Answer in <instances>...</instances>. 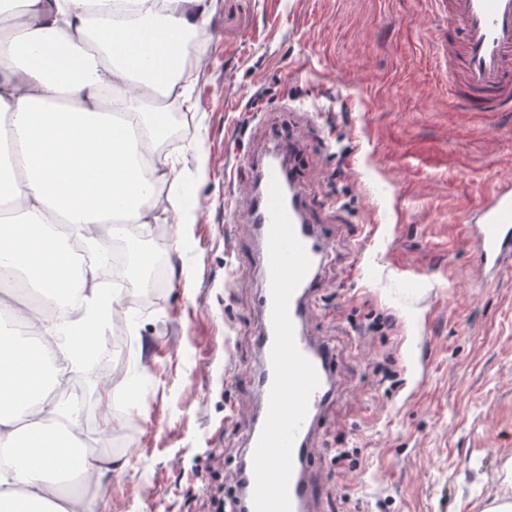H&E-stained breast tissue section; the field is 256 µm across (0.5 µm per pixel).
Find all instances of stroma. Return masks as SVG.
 Wrapping results in <instances>:
<instances>
[{"label": "stroma", "instance_id": "1", "mask_svg": "<svg viewBox=\"0 0 512 512\" xmlns=\"http://www.w3.org/2000/svg\"><path fill=\"white\" fill-rule=\"evenodd\" d=\"M447 38L438 0H210L197 108L166 110L193 221L141 229L165 282L127 329L126 358L68 382L86 447L120 441L126 462L94 512H200L214 448L232 482L261 396L258 279L239 278L256 231L229 208L251 167L292 144L326 243L307 328L334 348L338 380L309 512H484L512 498V269L484 287L465 232L480 193L512 182V112L449 100ZM372 312L395 327L369 330ZM383 354L399 388L375 382ZM339 448L360 449L358 470L336 465Z\"/></svg>", "mask_w": 512, "mask_h": 512}]
</instances>
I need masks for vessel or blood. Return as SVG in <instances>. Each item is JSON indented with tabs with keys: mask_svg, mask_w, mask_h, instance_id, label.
<instances>
[{
	"mask_svg": "<svg viewBox=\"0 0 512 512\" xmlns=\"http://www.w3.org/2000/svg\"><path fill=\"white\" fill-rule=\"evenodd\" d=\"M448 4V94L463 102L471 112H507L512 110V0H447ZM278 166L265 164L242 198L247 221L256 228L259 251L255 265L263 281L258 304L262 329L257 338L261 353L258 385L269 393L273 378L271 350L274 342L272 296L268 284L270 263L268 239L271 226L269 184L282 178ZM294 231L303 243L311 265L295 289L289 303L296 344L313 364L319 385L313 392L308 413L294 442L289 498L292 512H308L316 487L305 470L315 454L313 435L326 407L333 401L336 388L332 371L336 353L328 345L313 340L304 329L317 286L319 269L325 257L316 224L309 214L291 219ZM468 238L475 255L481 282L488 287L498 283L502 272L512 264V187L500 186L476 208L468 226ZM263 428L255 422L246 434L243 454L247 488H254L252 457Z\"/></svg>",
	"mask_w": 512,
	"mask_h": 512,
	"instance_id": "vessel-or-blood-1",
	"label": "vessel or blood"
}]
</instances>
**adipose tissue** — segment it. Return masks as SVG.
I'll return each instance as SVG.
<instances>
[{"label":"adipose tissue","mask_w":512,"mask_h":512,"mask_svg":"<svg viewBox=\"0 0 512 512\" xmlns=\"http://www.w3.org/2000/svg\"><path fill=\"white\" fill-rule=\"evenodd\" d=\"M208 0H0V283L24 280L44 309L18 317L23 336L0 339V512H92L100 487L62 497L83 441L51 393L112 327L103 264L79 261L75 241L95 231L192 213L176 176L181 154L161 150L154 93L194 109L185 71L189 35ZM167 189L169 206L152 205Z\"/></svg>","instance_id":"1"}]
</instances>
